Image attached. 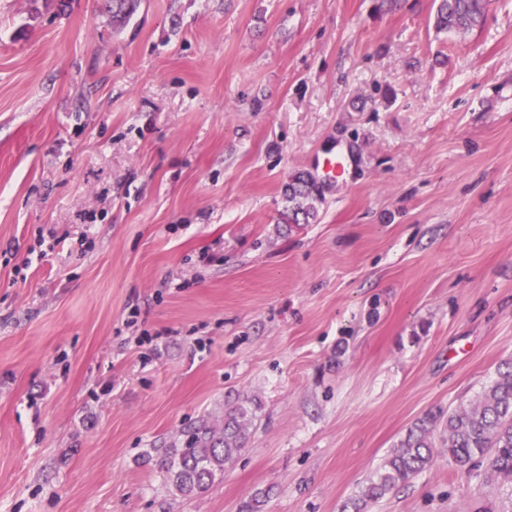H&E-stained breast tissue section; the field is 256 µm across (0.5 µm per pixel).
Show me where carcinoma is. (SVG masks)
<instances>
[{"label":"carcinoma","mask_w":512,"mask_h":512,"mask_svg":"<svg viewBox=\"0 0 512 512\" xmlns=\"http://www.w3.org/2000/svg\"><path fill=\"white\" fill-rule=\"evenodd\" d=\"M137 5V0H112V21L126 22ZM434 5L436 31L465 35L484 23L488 0H434ZM284 196L288 223L309 224L315 219L314 202L320 193L308 175H293ZM252 425L251 409L237 403L224 411V424L201 422L188 428L182 447L170 449L163 459L168 483L184 495L208 490L245 448ZM438 446L460 466L484 462L496 476L512 480L511 361L499 365L494 379L469 406L446 416L430 413L418 419L341 512H365L369 504L409 483L433 464ZM268 499V491L257 492L242 512H265Z\"/></svg>","instance_id":"carcinoma-1"}]
</instances>
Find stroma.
<instances>
[{
  "label": "stroma",
  "instance_id": "stroma-1",
  "mask_svg": "<svg viewBox=\"0 0 512 512\" xmlns=\"http://www.w3.org/2000/svg\"><path fill=\"white\" fill-rule=\"evenodd\" d=\"M433 13L0 0V512H339L512 359V0ZM243 398L246 448L180 495L165 449ZM368 512H512V482L440 448ZM433 25L437 32L465 35L485 21L488 0H435ZM284 196L288 201V224H309L315 219L314 202L320 198V193L308 175H293L285 185Z\"/></svg>",
  "mask_w": 512,
  "mask_h": 512
}]
</instances>
